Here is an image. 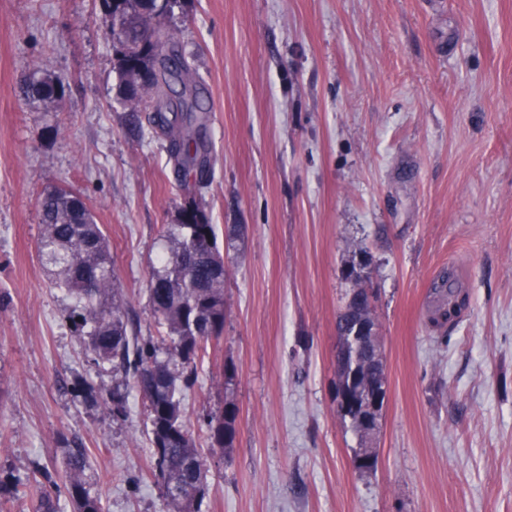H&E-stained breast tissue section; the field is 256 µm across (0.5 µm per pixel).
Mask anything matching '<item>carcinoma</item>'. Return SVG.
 <instances>
[{
	"instance_id": "1",
	"label": "carcinoma",
	"mask_w": 512,
	"mask_h": 512,
	"mask_svg": "<svg viewBox=\"0 0 512 512\" xmlns=\"http://www.w3.org/2000/svg\"><path fill=\"white\" fill-rule=\"evenodd\" d=\"M181 0H122L120 19L128 23V39L145 40L149 49L143 58L152 87L166 90L164 106L155 108L156 120L167 125L168 112H204L203 92L184 83L188 71L175 49L173 35H163L162 25L174 15ZM118 73L117 94L127 100L133 84L132 70L120 48H115ZM25 98L53 102L58 83L49 74L32 71L24 80ZM171 156L187 171L204 175L205 161L199 145L178 133L170 140ZM81 196L52 190L40 200L43 231L38 241L42 260L51 267L54 285L75 300L73 331L96 362L112 364V370L134 380L147 407L151 454L156 476L176 493L165 496L169 512H200L208 490L206 461L197 448L183 406V391L196 377L197 360L208 343L220 339L224 329V258L217 248L215 225L205 212L191 203L193 221L168 227V243L161 267L149 281V306L166 334L157 338L138 334L117 285L107 238L87 206L75 207ZM355 316L346 310L339 315L338 335L348 344L347 366L355 364L351 336ZM336 374V388L354 397L365 394L367 375L357 369ZM82 396L109 407L112 417L128 415V395L115 387L106 397L101 389L82 381ZM237 408L228 403L208 412L203 423L212 450L233 446ZM36 498L34 512H59V499H69L73 512H103L100 497L92 492L87 449L78 441L63 446V470L59 479L23 483L0 480V497L16 496L20 489Z\"/></svg>"
}]
</instances>
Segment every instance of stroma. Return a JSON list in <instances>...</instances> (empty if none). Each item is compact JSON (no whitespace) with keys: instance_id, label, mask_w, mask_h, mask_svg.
Returning <instances> with one entry per match:
<instances>
[{"instance_id":"1","label":"stroma","mask_w":512,"mask_h":512,"mask_svg":"<svg viewBox=\"0 0 512 512\" xmlns=\"http://www.w3.org/2000/svg\"><path fill=\"white\" fill-rule=\"evenodd\" d=\"M208 93L199 184L171 133L116 96L97 0H0V477L88 450L104 512H168L146 407L70 324L37 252L39 199L82 193L140 335L162 231L196 202L224 256V331L185 393L189 421L238 409L201 512H512V0H184L165 26ZM62 98L24 99L31 71ZM365 275L388 367L374 470L336 414L344 271ZM464 297L433 325L442 277ZM79 391L82 396L89 401L98 402L101 400L104 405L109 407L112 417L116 419H125L128 415V395L122 392L119 386L112 389V395L104 397L101 389L94 385L81 381L78 383Z\"/></svg>"}]
</instances>
